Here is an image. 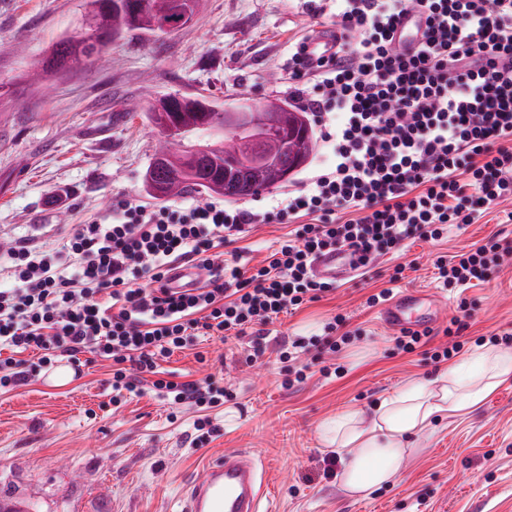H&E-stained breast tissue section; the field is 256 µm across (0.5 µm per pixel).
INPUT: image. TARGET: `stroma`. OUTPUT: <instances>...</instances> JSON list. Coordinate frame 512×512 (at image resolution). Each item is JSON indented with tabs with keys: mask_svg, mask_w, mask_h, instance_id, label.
Wrapping results in <instances>:
<instances>
[{
	"mask_svg": "<svg viewBox=\"0 0 512 512\" xmlns=\"http://www.w3.org/2000/svg\"><path fill=\"white\" fill-rule=\"evenodd\" d=\"M82 0H0V247L57 245L68 225L104 215L116 199L147 205L143 190L157 135L145 111L169 93L232 103L243 97L287 98L288 58L312 24L305 0H202L193 20L161 36L131 32L108 48L105 65L55 78H28L61 34L77 32ZM499 204L466 231L408 243L367 274L303 310L282 315L266 340L262 366L246 361L247 342L211 338L199 351L165 362L182 380L222 378L232 393L204 447L192 442L193 414L144 391L112 408L110 361L89 355L82 375L66 384L41 373L29 385L0 393V498L34 512H183L188 485L242 448L260 463L268 512H512V383L463 417L445 418L415 439L396 481L366 499L346 496L324 474L331 450L319 429L348 406L373 410L412 379H430L431 358L444 344L399 352L369 295L387 287L405 265L404 288L440 297L446 328L465 318V347L512 329V257L493 278L465 291L442 287L430 265L497 234L512 244V224L499 223ZM343 314L358 339L345 345L340 374L291 380L278 359L281 344L322 333Z\"/></svg>",
	"mask_w": 512,
	"mask_h": 512,
	"instance_id": "1",
	"label": "stroma"
}]
</instances>
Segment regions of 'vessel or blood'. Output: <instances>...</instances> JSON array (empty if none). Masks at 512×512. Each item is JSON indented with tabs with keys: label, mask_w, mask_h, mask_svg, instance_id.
<instances>
[{
	"label": "vessel or blood",
	"mask_w": 512,
	"mask_h": 512,
	"mask_svg": "<svg viewBox=\"0 0 512 512\" xmlns=\"http://www.w3.org/2000/svg\"><path fill=\"white\" fill-rule=\"evenodd\" d=\"M317 278L333 281L352 273L346 252L318 255L313 263ZM175 288H194L202 280L200 269L174 264L170 273ZM440 302L431 292L404 289L381 309L382 321L391 329L423 332L436 326ZM266 495L258 462L242 449L225 451L219 463L210 465L201 478L191 483L184 512H260Z\"/></svg>",
	"instance_id": "1"
}]
</instances>
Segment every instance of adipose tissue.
I'll use <instances>...</instances> for the list:
<instances>
[{
	"mask_svg": "<svg viewBox=\"0 0 512 512\" xmlns=\"http://www.w3.org/2000/svg\"><path fill=\"white\" fill-rule=\"evenodd\" d=\"M512 381V355L483 343L464 362L434 378L401 386L377 408H348L323 423L320 438L336 452L340 485L351 496H365L394 481L411 444L435 421L463 415Z\"/></svg>",
	"mask_w": 512,
	"mask_h": 512,
	"instance_id": "adipose-tissue-1",
	"label": "adipose tissue"
}]
</instances>
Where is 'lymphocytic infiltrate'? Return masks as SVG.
I'll use <instances>...</instances> for the list:
<instances>
[{"mask_svg":"<svg viewBox=\"0 0 512 512\" xmlns=\"http://www.w3.org/2000/svg\"><path fill=\"white\" fill-rule=\"evenodd\" d=\"M424 21L412 50L394 32L408 9ZM342 34L336 52L288 66L291 97L317 129L326 158L288 196L249 209L218 201L147 208L133 199L72 225L61 247L20 245L0 267V389L27 384L19 354L77 363L89 352L112 363L113 403L152 377L156 394L212 422L225 392L212 378H162L161 364L199 339L251 338L253 358L281 315L337 289L317 280V253L347 249L359 268L407 240H439L475 223L484 204L512 202V0H315ZM292 224L256 266L234 244L251 224ZM512 250L489 237L433 262L436 280L470 288ZM177 261L207 270L204 286L166 288ZM345 316L322 335L296 338L281 359L297 379L310 351L336 353L351 339Z\"/></svg>","mask_w":512,"mask_h":512,"instance_id":"obj_1","label":"lymphocytic infiltrate"}]
</instances>
